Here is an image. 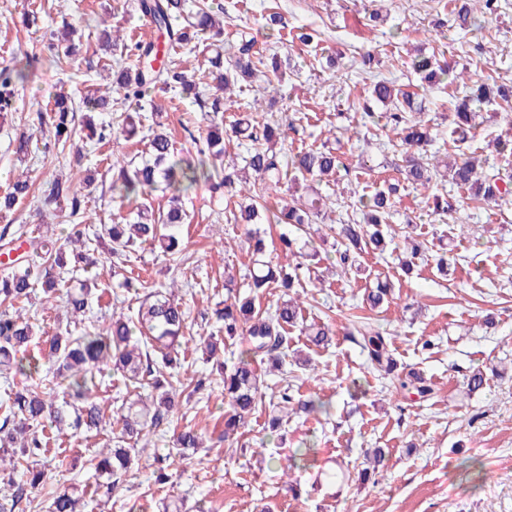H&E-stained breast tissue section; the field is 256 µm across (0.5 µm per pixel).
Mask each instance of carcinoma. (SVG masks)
I'll return each instance as SVG.
<instances>
[{
  "label": "carcinoma",
  "mask_w": 512,
  "mask_h": 512,
  "mask_svg": "<svg viewBox=\"0 0 512 512\" xmlns=\"http://www.w3.org/2000/svg\"><path fill=\"white\" fill-rule=\"evenodd\" d=\"M138 10L147 17L158 35L164 37V46L181 47L194 42H207L215 52L210 62L224 71L216 77L212 102L202 99L197 84L188 69L173 58L162 59L159 68L153 67L160 51L159 41L149 40L134 44L131 56L116 62L117 76L112 84L87 90L83 100L76 104L71 98L61 95L55 98L53 108L40 114L41 123L53 130V145H66L76 133L75 116L84 110L82 123L97 130V141L106 142L118 132L125 137L138 133L132 116L119 115L113 122L95 124L94 116L112 108L114 95L123 94V100H141L150 90L159 87L172 89L181 95L193 96L199 107L210 112H224V102L232 99L233 90L241 82H252L257 65L263 58H254L256 41L250 33L239 32L230 52H224L220 43L221 28L217 16L224 13L219 0H195L188 6L186 0H138ZM76 32L75 21L65 22L61 42L66 44L62 53L55 55L56 66L63 65L75 53L72 36ZM39 61L37 57H24L16 64L0 69V115L12 111L17 86L27 79L29 70ZM413 70L424 75L430 83L437 74H446L443 68H435L429 57L412 61ZM500 99L504 111L512 112V90L502 85L482 83L467 98L456 102L454 120L459 137L453 140L455 156L444 164L448 179L457 186L474 191V196L483 202L506 200L512 196V180H505L500 173H491L484 168L476 151H465L468 129L479 113L473 107ZM385 107L379 118L384 127L395 132L406 149L405 179L422 188L430 187L433 172L439 164H430L427 146L431 142L430 130L425 122L413 117V95L395 87L392 82L379 80L373 83L370 96L361 104L368 117L372 116V104ZM230 131L238 139L252 143V150L242 158L245 167L266 184L250 192V204L239 205L241 220L246 224H314L319 219L320 199L303 201L301 198H278L276 205L265 204L269 192L280 193V182L284 176L292 175L295 185L307 184L336 173L340 164L336 152L330 149L300 151L291 159V168L284 167L282 157L272 144L288 138V131L270 121H260L252 114L243 112L234 120ZM148 157L138 162L130 160L112 163V202L118 208L130 207L135 214L128 219L116 214L110 224L100 225L98 240L109 243L114 256H122L141 245L148 244L169 252L179 245L173 228L184 223L186 213L182 209L183 198L201 187L219 189L242 185L238 181L236 163L223 164L224 123L211 121L207 135L196 151L179 153L174 150L169 136L154 130L149 135ZM95 177L86 175L75 183L57 177L50 182L40 198L42 208L52 215L63 214L65 221L72 223L70 235L60 240L46 231L30 238L28 246L43 260L39 267L30 266L17 259L10 261L8 270L0 273V374L20 376L27 380L21 388L8 395L7 411L0 418V474H8V492L0 496V512H16L20 503L46 480L44 469L25 466L18 469L22 458L45 455L53 440L49 434L38 430V425L48 420L57 429L66 426L74 431L103 429L105 417L103 407L92 396L98 392L101 381L96 376L107 367L120 372L128 381L138 383L145 379L155 393L136 401L125 402L118 408L117 421L121 423V440L133 444L154 433L165 424L173 422L175 394L164 388L167 382L165 369L180 364L178 353L184 338L187 312L172 287L162 286L142 302L136 318L112 317L111 322L93 329L83 327L89 303L98 288L92 275L98 258L88 249L79 225L84 222L85 198L92 193ZM397 188L378 190L369 199L359 200L362 218L341 227L342 237L347 240L345 250L340 253L342 264L361 268L359 258L370 250L384 251L385 237L381 229L391 208L390 197ZM27 181H16L11 191L0 197V211L10 210L20 198L28 196ZM169 196L168 209L155 212L149 203L155 193ZM247 240L252 245V267L249 269L248 288L253 293H263L269 288L290 289L297 275L283 269L276 270L273 261L265 254L259 231L248 230ZM85 273L73 279L68 295L71 309L69 323L58 328L44 345L33 352L36 331L24 318L9 311L15 302L31 298L35 286H41L46 303H51L59 291L60 275L75 269ZM391 292L388 281H379L367 290L366 303L375 309L387 301ZM299 308L297 302L286 299L272 311L255 310L254 298L228 295L224 307L214 310V320L220 324L218 334H211L201 342L206 361L216 363L224 369V396L228 409L224 414V440L245 427L247 418L262 400L261 374L255 360L272 359V369L277 370L281 357L275 355L286 343L288 328L297 324ZM313 344L320 346L329 340V326L311 325L302 328ZM230 339L242 337L245 349L237 361L227 365L223 361L224 342L219 334ZM360 346L371 364L387 375L393 373L392 359L387 353V337L372 328L370 323L361 324L357 330ZM53 367V378L62 389L63 398L57 400L39 390L35 379L47 365ZM395 388L408 390L422 398L432 394V387L418 375L392 381ZM295 405L307 412L329 413V404L310 399L295 401V396L284 388L279 391L277 406L288 412ZM133 463L132 449L110 448L100 452L94 465L95 472L106 479V494L117 488L120 477L127 473ZM22 471L20 479L14 474ZM79 499L68 491L55 494L50 502V512H79Z\"/></svg>",
  "instance_id": "obj_1"
}]
</instances>
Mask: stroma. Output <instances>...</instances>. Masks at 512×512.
<instances>
[{"instance_id":"1","label":"stroma","mask_w":512,"mask_h":512,"mask_svg":"<svg viewBox=\"0 0 512 512\" xmlns=\"http://www.w3.org/2000/svg\"><path fill=\"white\" fill-rule=\"evenodd\" d=\"M500 5L493 16L475 13L476 24L465 33L454 21L457 0H228L225 42L249 29L257 50L277 60L281 82L279 94L272 97L242 86L225 122L251 110L292 121L304 134L278 143V150L292 155L304 147L328 146L346 166L318 185L329 198L318 223L325 243L316 257L302 258L292 290L304 322L328 324L334 336L317 347L299 328H291L281 350L284 369L267 374L262 389L269 395L290 386L297 398L313 395L328 402L330 412L291 415L274 433L269 429L271 405L259 404L237 450L229 451L224 378L203 361L200 339L215 330L207 315L227 297L225 275H234L237 292L247 294L244 276L251 254L245 225L226 219L241 196L204 187L184 201L180 253L142 246L119 260L107 245H97L95 251L103 298L91 300L89 324H103L115 310L135 313L140 298L123 288L124 280L140 281L148 290L173 279L180 284L189 319L184 366L172 373L180 401L175 422L137 449L129 473L110 496L98 490L89 461L114 447L116 429L61 436L44 459L47 482L22 501L18 512H47L51 496L68 487L84 500L85 512H163L164 506L177 503L183 512H196L200 503L207 512H259L264 506L270 512H512V198L482 205L468 189L434 182L432 190L446 193L468 218L465 231L454 230L452 215L434 212L428 198L432 190L402 182L395 135L380 121L363 123L359 108L371 77L395 80L416 93L430 126L431 152H452L451 112L467 87L443 80L421 88L409 63L414 56H427L456 73L465 69L479 79L512 81V0ZM272 6L287 21L285 39L261 27L262 14ZM372 12L378 13L377 21H369ZM106 15L117 38L108 53L100 42V20ZM66 18L80 21V49L59 68L50 64L47 45ZM309 28L318 31V39L299 41V33ZM156 36L135 0H0V68L31 53L41 59L18 86L12 112L0 119V196L21 173L28 175L34 192L0 213V227L10 226L26 237L51 223L58 236H66L67 223L39 213L36 196L55 175L88 171L97 178L86 207V230L94 232L112 219L109 168L114 158L141 155L146 135L157 126L184 151L194 147L188 130L205 135L209 118L193 100L154 90L141 101L138 136L109 143L78 137L61 151L49 145L50 132L40 124V112L51 108L57 96L81 98L111 74L115 61L136 41ZM366 51L375 60L370 75L364 76L357 67ZM496 110L493 104L483 106L484 122L474 146L486 168L512 173V154L491 145L512 128L496 117ZM23 133L33 140L21 160L14 141ZM391 183L398 191L383 230L393 237L395 248L364 254L363 275L343 273L339 224L352 215L359 196ZM408 235L429 254L445 257L447 270L421 261L412 275H405L396 247ZM380 278L391 282L392 291L387 302L372 310L362 298ZM356 316L370 318L389 336L388 350L399 372L422 376L434 389L431 398H391L388 380L373 372L348 333ZM476 370L483 371L485 384L472 392L467 378ZM193 376L206 378L204 390L190 384ZM187 426L201 433L203 446L183 460L174 448V434ZM297 448L310 449L313 464L291 481L274 460ZM367 448L383 452L372 469L363 456ZM160 457L177 467L176 483H156Z\"/></svg>"}]
</instances>
